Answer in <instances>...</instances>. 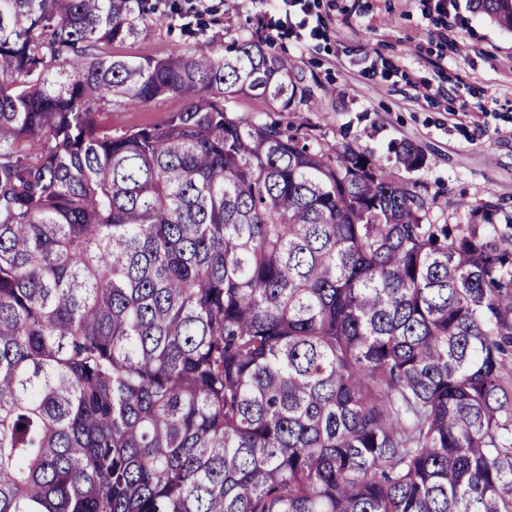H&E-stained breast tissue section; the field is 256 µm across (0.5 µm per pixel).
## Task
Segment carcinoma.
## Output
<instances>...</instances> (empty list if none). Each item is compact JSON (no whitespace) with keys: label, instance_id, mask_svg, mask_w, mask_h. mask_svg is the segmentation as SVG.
Returning a JSON list of instances; mask_svg holds the SVG:
<instances>
[{"label":"carcinoma","instance_id":"1","mask_svg":"<svg viewBox=\"0 0 512 512\" xmlns=\"http://www.w3.org/2000/svg\"><path fill=\"white\" fill-rule=\"evenodd\" d=\"M163 23L0 0V512H512V220L230 116L291 101L260 38L95 52ZM186 103V98L182 96H162L139 106L112 107V111L100 110L98 119L101 124L118 134L151 126L171 113L180 112Z\"/></svg>","mask_w":512,"mask_h":512}]
</instances>
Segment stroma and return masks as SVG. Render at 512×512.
I'll return each instance as SVG.
<instances>
[{
  "label": "stroma",
  "instance_id": "1",
  "mask_svg": "<svg viewBox=\"0 0 512 512\" xmlns=\"http://www.w3.org/2000/svg\"><path fill=\"white\" fill-rule=\"evenodd\" d=\"M162 26L98 54L128 60L160 58L210 42L275 35L274 54L288 64L290 104L240 95L232 116L261 123H301L323 148L339 142L370 152L390 175L414 183L433 205L432 224L466 223L469 207L492 204L497 224L512 219V29L471 11L468 0L447 10L437 0H153ZM322 27L312 38L310 28ZM181 96L102 110L114 133L148 127L181 111ZM410 142L425 156L404 169L393 145ZM468 208H460V200Z\"/></svg>",
  "mask_w": 512,
  "mask_h": 512
}]
</instances>
